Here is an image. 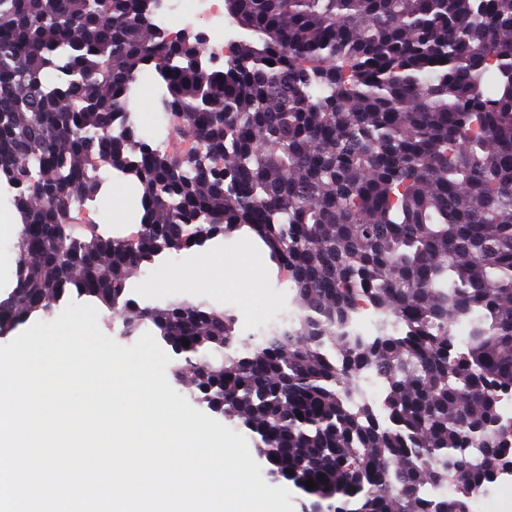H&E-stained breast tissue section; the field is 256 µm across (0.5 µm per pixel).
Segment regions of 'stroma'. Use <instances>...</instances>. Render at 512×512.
<instances>
[{
  "label": "stroma",
  "instance_id": "35a3bbf8",
  "mask_svg": "<svg viewBox=\"0 0 512 512\" xmlns=\"http://www.w3.org/2000/svg\"><path fill=\"white\" fill-rule=\"evenodd\" d=\"M12 190L0 179V211L7 214L8 226L0 229V299L13 287L12 272L16 253L13 245L21 228V220L14 209ZM83 209L88 224L78 227V234L96 228L106 237L126 239L137 232L142 210L138 192L129 178L113 180L107 184L95 201L85 203ZM210 251L223 255L221 266L212 270L199 267V249L193 248L159 257L154 263L142 265L139 274L131 277L127 286L143 306H161L174 297L185 296L173 278L175 271L196 272L199 279H224L229 287L219 292L205 287L197 288L194 297L214 306L232 311L237 318V334L248 337L252 323L261 321L279 303L288 283L269 257L267 249L244 231L232 237H217L209 241Z\"/></svg>",
  "mask_w": 512,
  "mask_h": 512
}]
</instances>
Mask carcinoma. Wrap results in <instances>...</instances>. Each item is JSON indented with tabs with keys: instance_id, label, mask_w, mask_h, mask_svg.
<instances>
[{
	"instance_id": "carcinoma-1",
	"label": "carcinoma",
	"mask_w": 512,
	"mask_h": 512,
	"mask_svg": "<svg viewBox=\"0 0 512 512\" xmlns=\"http://www.w3.org/2000/svg\"><path fill=\"white\" fill-rule=\"evenodd\" d=\"M154 2L0 0V177L23 219L0 330L93 301L124 336L152 326L310 512H469L512 468V0H226L250 37L224 69L160 37ZM146 70L185 151L137 135ZM96 159L138 186L132 247L75 236ZM243 227L298 307L261 343L204 300L131 296L143 264ZM364 307L376 334L348 335ZM368 372L379 410L355 400Z\"/></svg>"
}]
</instances>
